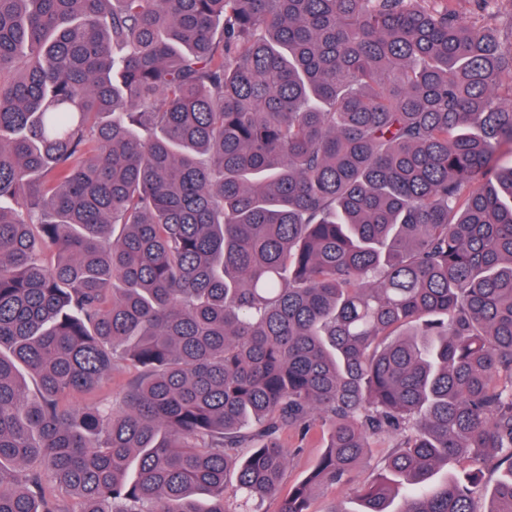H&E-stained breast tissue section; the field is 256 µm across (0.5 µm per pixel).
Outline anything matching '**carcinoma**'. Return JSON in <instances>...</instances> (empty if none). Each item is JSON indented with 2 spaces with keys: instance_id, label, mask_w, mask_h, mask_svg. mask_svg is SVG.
Segmentation results:
<instances>
[{
  "instance_id": "obj_1",
  "label": "carcinoma",
  "mask_w": 512,
  "mask_h": 512,
  "mask_svg": "<svg viewBox=\"0 0 512 512\" xmlns=\"http://www.w3.org/2000/svg\"><path fill=\"white\" fill-rule=\"evenodd\" d=\"M450 2L0 0V512H258L319 420L279 512L381 438L333 512H512V34ZM133 376L134 372L129 371L128 368H119L112 371V381L106 382L101 387L100 393L118 401ZM326 439L327 427H318L305 439H302L301 436L294 431L285 430L281 433V442L287 452L290 451L293 453L294 448H303V450L298 456L292 458L290 465L287 466L285 480L280 491V498L266 499L262 502H258L257 506L260 512H278L280 499L288 496L292 485L305 477L323 451ZM388 442L379 441L374 444L373 448H369L364 458L360 461L358 468L355 472L354 482L351 488L360 486L369 476L372 469L377 465L378 461L383 457L387 451Z\"/></svg>"
}]
</instances>
